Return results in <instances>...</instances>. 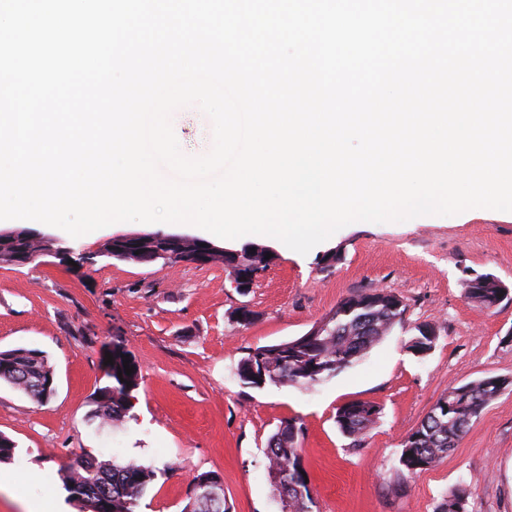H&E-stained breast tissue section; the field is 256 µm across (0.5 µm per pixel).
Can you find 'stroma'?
Returning a JSON list of instances; mask_svg holds the SVG:
<instances>
[{
  "instance_id": "35a3bbf8",
  "label": "stroma",
  "mask_w": 512,
  "mask_h": 512,
  "mask_svg": "<svg viewBox=\"0 0 512 512\" xmlns=\"http://www.w3.org/2000/svg\"><path fill=\"white\" fill-rule=\"evenodd\" d=\"M172 124L184 154L210 151L212 124L198 107L178 109ZM35 229L89 254L118 235H204L193 225L136 221L77 238L42 223ZM263 244L273 259L245 292L214 264L0 263V350L42 351L56 382L42 403L0 383V434L16 445L6 464L14 487L0 491V512H27L28 502L50 495L79 512L62 473L111 454L159 471L138 512H182L193 476L204 472L222 479L230 512H280L264 449L290 418L304 427L302 458L318 512H440L459 486L469 512H512V303L483 310L465 292L484 274L512 288V213L475 208L355 222L305 255L274 239ZM373 288L402 298L404 321L352 366L312 386L240 384L235 366L248 349L300 337L340 300ZM245 309L252 317L243 323ZM424 322L437 324L440 336L420 358L407 343ZM116 336L140 380L129 417L104 426L96 393L110 383L105 354ZM484 377L511 385L436 467L408 475L399 456L411 429L449 385ZM359 400L382 415L354 447L335 415Z\"/></svg>"
}]
</instances>
